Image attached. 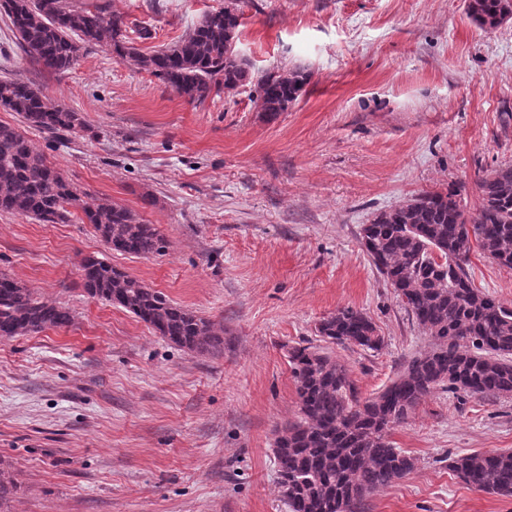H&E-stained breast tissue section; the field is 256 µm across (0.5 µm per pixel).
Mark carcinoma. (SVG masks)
Here are the masks:
<instances>
[{"label": "carcinoma", "mask_w": 512, "mask_h": 512, "mask_svg": "<svg viewBox=\"0 0 512 512\" xmlns=\"http://www.w3.org/2000/svg\"><path fill=\"white\" fill-rule=\"evenodd\" d=\"M240 0L207 12L172 46L144 54L127 41L122 16L103 9H79L69 0H0L24 52L50 71L73 68L83 53L103 44L121 60L153 74L191 103L214 88H249L260 111L276 117L296 101L310 80L300 69L254 73L234 52ZM480 26L495 29L512 18V0H468ZM0 107L29 128L70 132L83 118L49 99L29 81L0 78ZM480 204L467 212L460 191L426 193L378 213L362 229V246L397 299L435 339L428 352L411 359L378 395L362 400L346 367L311 346L294 347L289 362L299 400V418L275 438L279 486L289 512H360L364 498L401 479L414 459L393 446V427L432 390L448 385L474 397L512 395V305L476 288L466 270L475 243L499 265L512 267V166L477 182ZM37 151L17 127L0 123V211L46 224L67 220L78 208L109 247L121 254L162 255L167 240L131 209L108 200L88 202ZM444 257L438 264L435 253ZM83 290L132 314L178 347L214 354L224 350V327L174 303L128 273L88 256L80 265ZM63 304L0 272V337L33 336L72 325ZM319 335L333 344L381 347L373 322L343 307L324 318ZM451 469L465 484L512 497V451L472 452L453 459ZM17 488L14 475L0 470V512Z\"/></svg>", "instance_id": "cac0c4a2"}]
</instances>
